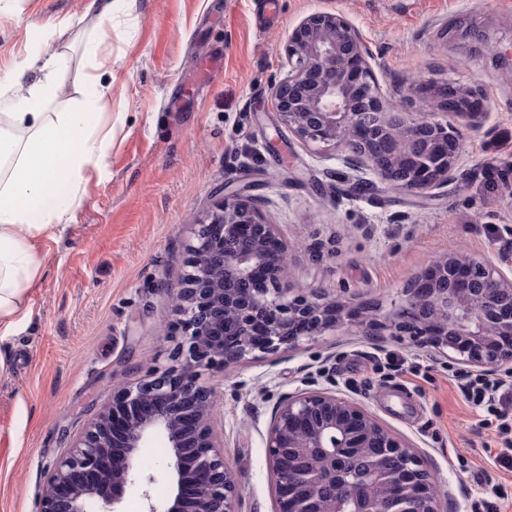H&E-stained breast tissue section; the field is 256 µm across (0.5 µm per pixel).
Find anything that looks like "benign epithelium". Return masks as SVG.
<instances>
[{"label":"benign epithelium","instance_id":"1","mask_svg":"<svg viewBox=\"0 0 512 512\" xmlns=\"http://www.w3.org/2000/svg\"><path fill=\"white\" fill-rule=\"evenodd\" d=\"M288 75L272 92L277 112L305 142L342 145L356 188L374 180L423 192L448 184L457 167L461 129L440 118L480 115L464 88L419 84L429 103L393 112L379 92L368 53L342 15L316 12L285 44ZM372 178H367V175ZM183 283L171 289L180 319L171 363L120 389L112 405L51 470L40 512H121L125 489L154 476L138 474V450L166 439L172 493L146 512H238V491L213 425L215 392L202 371L256 353L299 347L332 330L347 313L360 335L376 320L356 307L288 296V245L252 199L224 197L189 245ZM397 329L419 346L479 368L512 364V276L493 261L457 253L433 261L395 306ZM277 512H444V494L427 462L362 403L330 388L288 394L266 438Z\"/></svg>","mask_w":512,"mask_h":512}]
</instances>
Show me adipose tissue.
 Wrapping results in <instances>:
<instances>
[{
	"label": "adipose tissue",
	"mask_w": 512,
	"mask_h": 512,
	"mask_svg": "<svg viewBox=\"0 0 512 512\" xmlns=\"http://www.w3.org/2000/svg\"><path fill=\"white\" fill-rule=\"evenodd\" d=\"M40 75L18 73L0 113V333L30 315L42 256L35 240L43 227L65 222L82 201V174L100 167L112 141L98 134L112 105V87L83 78L82 98L63 99L60 50L40 53Z\"/></svg>",
	"instance_id": "1"
}]
</instances>
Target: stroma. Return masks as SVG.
<instances>
[{
  "instance_id": "stroma-1",
  "label": "stroma",
  "mask_w": 512,
  "mask_h": 512,
  "mask_svg": "<svg viewBox=\"0 0 512 512\" xmlns=\"http://www.w3.org/2000/svg\"><path fill=\"white\" fill-rule=\"evenodd\" d=\"M112 0V147L85 175L86 193L64 229L42 234L31 315L0 339V512H40L49 469L111 405L120 386L170 362L171 290L188 246L225 195L253 198L289 246L290 295L355 299L388 316L407 285L452 251L512 269V0ZM342 14L360 32L380 91L415 111L409 77L472 91L483 106L462 125L455 184L424 193L380 184L355 190L343 146L306 143L285 125L272 89L288 74L284 46L308 15ZM97 20L83 0H0V87L48 40L67 44L60 80L78 98L92 70L84 53ZM398 354L401 370L387 363ZM459 363L416 347L393 327L359 335L351 321L300 349L204 372L218 394L215 425L239 512H275L266 437L279 402L312 382L366 405L427 463L445 512H467L484 479L503 484L490 439L465 402ZM167 444L146 440L138 466L165 500Z\"/></svg>"
}]
</instances>
